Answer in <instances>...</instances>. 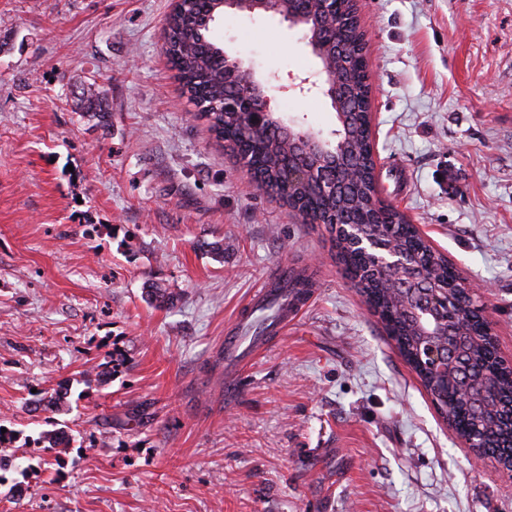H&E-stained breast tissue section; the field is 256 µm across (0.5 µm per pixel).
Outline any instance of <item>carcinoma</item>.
I'll return each instance as SVG.
<instances>
[{"mask_svg": "<svg viewBox=\"0 0 512 512\" xmlns=\"http://www.w3.org/2000/svg\"><path fill=\"white\" fill-rule=\"evenodd\" d=\"M210 12L216 19L221 17V9L210 3L183 0L182 6L165 19L166 53L182 94L197 109V116L207 122L219 144L242 151L260 181L258 189L282 200L303 219L318 220L332 228L337 224L365 225L371 236L383 243H394L416 270L431 275L435 287L448 291L456 301L455 314L464 322L455 342L473 367L470 401L457 395L456 375L448 374L445 381L420 369L416 356L424 329L398 298L392 274L375 254L361 253L335 237L336 256L346 274L378 314L398 354L417 370L422 386L443 418L458 434L474 435L476 449L507 456L508 449L501 444L509 433L507 407L512 402V370L500 362L494 345L487 339L482 315L472 299L457 288V276L448 259L428 248L414 225L396 220L371 181L340 185L336 193L328 195L311 185L288 184L291 166L312 165L326 157L339 170L354 159H362L370 144V118L365 115L369 111L366 65L360 55L359 25L352 16L349 0L336 4V39L344 48L336 60L341 74L338 97L344 116H336L337 135L325 153L299 141L294 130L289 135L280 132L288 122L278 112L272 114L269 128L253 129L242 114L224 111V94L229 91L224 85V47L211 37V24L204 23V15ZM103 101L104 90L91 85L83 89L77 109L92 113L103 124L108 117ZM146 295L149 303L159 307L171 306L175 300L168 289L156 282L148 285Z\"/></svg>", "mask_w": 512, "mask_h": 512, "instance_id": "carcinoma-1", "label": "carcinoma"}]
</instances>
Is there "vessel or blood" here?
<instances>
[{
    "label": "vessel or blood",
    "instance_id": "obj_1",
    "mask_svg": "<svg viewBox=\"0 0 512 512\" xmlns=\"http://www.w3.org/2000/svg\"><path fill=\"white\" fill-rule=\"evenodd\" d=\"M296 271L288 264H280L274 276L254 294L245 313L239 318L231 332L224 337V391L234 390V374L237 369L251 361L263 347V340L258 336H250L246 328L255 313L266 309H274L275 315L270 321V333H278L284 329L312 295L311 289L304 288L297 292H289L288 284Z\"/></svg>",
    "mask_w": 512,
    "mask_h": 512
}]
</instances>
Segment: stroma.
<instances>
[{
	"mask_svg": "<svg viewBox=\"0 0 512 512\" xmlns=\"http://www.w3.org/2000/svg\"><path fill=\"white\" fill-rule=\"evenodd\" d=\"M381 198L471 285L512 360V0H357ZM171 0H0V512H512L336 262L333 235L259 191L181 95ZM215 34L275 107L326 131L304 33ZM102 87L106 124L76 110ZM220 241L223 254L208 250ZM312 299L224 396V326L279 261ZM158 282L173 307L148 304ZM118 360L107 379L101 364ZM68 384L69 409H36ZM71 446L57 469L42 433ZM21 492H12L14 484Z\"/></svg>",
	"mask_w": 512,
	"mask_h": 512,
	"instance_id": "35a3bbf8",
	"label": "stroma"
}]
</instances>
